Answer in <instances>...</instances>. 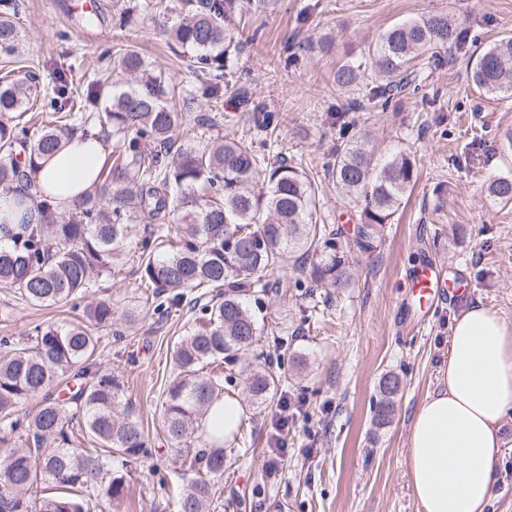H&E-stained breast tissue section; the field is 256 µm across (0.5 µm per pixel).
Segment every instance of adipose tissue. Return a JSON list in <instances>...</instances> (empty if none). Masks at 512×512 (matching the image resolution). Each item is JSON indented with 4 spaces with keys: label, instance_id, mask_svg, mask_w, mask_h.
I'll use <instances>...</instances> for the list:
<instances>
[{
    "label": "adipose tissue",
    "instance_id": "ef3b65f1",
    "mask_svg": "<svg viewBox=\"0 0 512 512\" xmlns=\"http://www.w3.org/2000/svg\"><path fill=\"white\" fill-rule=\"evenodd\" d=\"M99 138L73 140L43 160L41 194L69 210L92 187L101 165ZM33 203L0 194V244L35 224ZM512 416V326L475 304L450 327L444 385L417 408L408 437V469L421 512H486L497 482L500 429Z\"/></svg>",
    "mask_w": 512,
    "mask_h": 512
}]
</instances>
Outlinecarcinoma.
Here are the masks:
<instances>
[{"label": "carcinoma", "mask_w": 512, "mask_h": 512, "mask_svg": "<svg viewBox=\"0 0 512 512\" xmlns=\"http://www.w3.org/2000/svg\"><path fill=\"white\" fill-rule=\"evenodd\" d=\"M242 0H146L144 8L170 11L177 21L164 30L200 71L220 79L232 37L227 22ZM18 0H0V192L30 187L39 160L61 150L90 128L115 138L118 150L100 167L96 184L71 210L48 200L36 202L40 223L22 224L10 243L0 245V287L20 299L51 307L82 297L96 278L112 273L136 232L138 219L153 225L138 242L139 287L151 294L154 310L178 305L184 292L214 289L190 334L172 347L177 371L162 403V428L180 470L196 473L178 501V512H203L224 475V418L221 436L198 435L212 404L234 396L239 353L260 336L258 315L273 288L270 276L290 264L293 278L281 296L306 295L312 288L332 292L353 282V253H370L380 228L390 223L417 179L415 159L398 151L383 163L365 142L352 138L349 112L383 107L410 83L411 64L425 53L458 41L448 16L436 14L396 24L369 46L365 61L342 65L336 85L358 83L369 67L385 78L368 103L354 102L334 113L338 144L326 171L336 189L356 208L357 222L343 240L318 223V185L285 160L270 162L247 139L218 136L199 147L177 142L183 113L170 96L165 74L139 53L119 54L131 83L112 81V69L94 73L82 95L65 79L38 98L36 78L21 71L23 35L15 24ZM473 84L504 99L512 97V36L482 50L471 71ZM51 116L30 135L38 114ZM253 128L272 138L279 119L256 106ZM488 196L512 203V178L490 182ZM177 222L167 223L170 215ZM86 322L65 327L36 325L26 342L0 339V512H89L95 502L112 512L126 492V478L114 469L147 452L140 422L116 415L123 384L93 362L101 339L112 328V303L84 310ZM282 375L272 363L246 377L248 402L275 398ZM402 380L392 374L380 384L374 419L382 425L393 413ZM34 400L33 414L17 407ZM92 448L73 440L74 431ZM25 438L21 448L14 439Z\"/></svg>", "instance_id": "cac0c4a2"}]
</instances>
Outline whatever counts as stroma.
Returning <instances> with one entry per match:
<instances>
[{
	"mask_svg": "<svg viewBox=\"0 0 512 512\" xmlns=\"http://www.w3.org/2000/svg\"><path fill=\"white\" fill-rule=\"evenodd\" d=\"M136 0H20L21 54L50 92L59 76L84 91L97 69L113 66L131 49L169 73L177 88L184 136L205 142L216 134L250 133L248 116L263 105L279 116L277 135L265 144L269 159L289 162L321 179L322 216L329 228L350 233L352 208L324 177L336 149L333 112L379 87L374 75L337 88L346 62H361L369 44L394 24L434 13L451 16L463 38L417 67L415 88L387 109L354 112V136L376 154L410 149L417 181L393 223L384 225L375 252L359 256L355 282L341 293L317 288L283 302L265 300L261 338L243 362L264 366L280 357L283 389L298 407L283 454L271 449L277 405L247 409L240 438L224 446V477L209 512H419L407 467L412 417L427 394L440 388L447 365L449 327L466 307L481 303L512 325V207L491 204L490 180L512 177V98L478 90L470 78L473 55L512 35V0H252L237 14L224 77L214 81L166 44V13L128 14ZM103 21L84 26L85 15ZM298 60L285 65V44ZM219 85L217 96L207 89ZM251 134V133H250ZM435 262L458 301L431 308L415 301L409 275ZM139 252L128 255L89 298L111 299L115 309H136L135 323L117 321L97 350L103 372L124 383L121 410L139 419L148 452L128 467L127 492L112 512H173V499L189 483L179 471L161 428L165 391L175 376L174 342L190 331L196 310L183 300L162 316L141 300ZM73 304L34 307L0 288V337H18L43 323L79 322ZM306 357L297 372L291 358ZM405 382L388 424L373 423L383 374ZM497 457V484L488 512H512V417Z\"/></svg>",
	"mask_w": 512,
	"mask_h": 512,
	"instance_id": "obj_1",
	"label": "stroma"
}]
</instances>
